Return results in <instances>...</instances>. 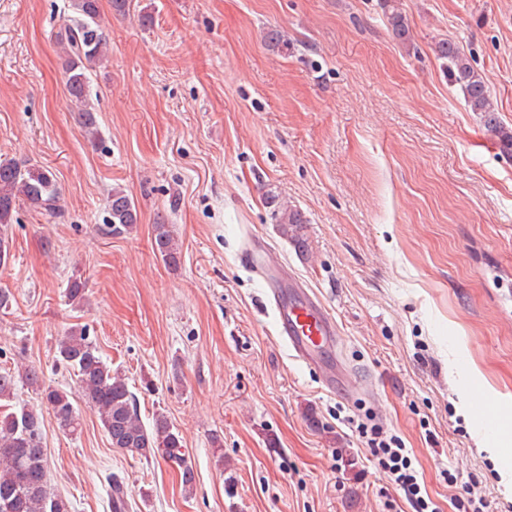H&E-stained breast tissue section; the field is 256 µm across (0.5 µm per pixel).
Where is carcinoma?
Returning <instances> with one entry per match:
<instances>
[{
  "label": "carcinoma",
  "mask_w": 512,
  "mask_h": 512,
  "mask_svg": "<svg viewBox=\"0 0 512 512\" xmlns=\"http://www.w3.org/2000/svg\"><path fill=\"white\" fill-rule=\"evenodd\" d=\"M381 4L392 34L402 42L409 41L410 24L399 0H381ZM72 7L78 18L64 24L58 33L67 54L66 91L70 101L79 105L77 112L84 133L95 139L98 123L90 104L85 64L103 59L108 42L99 21V0H72ZM437 52L471 111L480 113L483 126L498 139L502 152L512 154V128L500 120L484 78L454 42H439ZM59 200L60 190L51 172L15 161H0L1 225L11 223L19 201L53 214L59 210ZM265 204L279 233L298 252L307 253L303 213L273 192L266 194ZM108 210L115 234L129 233L138 224L136 205L122 189H112ZM153 233L156 253L168 265L177 263L180 250L169 225L156 224ZM57 361L77 377L82 398L96 413L112 447L144 458H162L179 470L184 488H193L194 471L185 458L180 433L162 413L155 415L151 427H145L126 379L103 360L86 330H72L62 337ZM15 390V374L0 373V401L13 398ZM44 398L57 425L72 435L77 433L80 417L70 395L48 387ZM42 426L40 415L32 410L0 415V512H71L70 502L56 494L48 482ZM108 497L111 512H129L127 488L115 475L109 476Z\"/></svg>",
  "instance_id": "carcinoma-1"
}]
</instances>
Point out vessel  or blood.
I'll list each match as a JSON object with an SVG mask.
<instances>
[{
  "mask_svg": "<svg viewBox=\"0 0 512 512\" xmlns=\"http://www.w3.org/2000/svg\"><path fill=\"white\" fill-rule=\"evenodd\" d=\"M247 260L265 285L277 333L291 357L314 367L328 389L353 396L348 373L336 357L340 330L335 316L270 250H251Z\"/></svg>",
  "mask_w": 512,
  "mask_h": 512,
  "instance_id": "1",
  "label": "vessel or blood"
}]
</instances>
